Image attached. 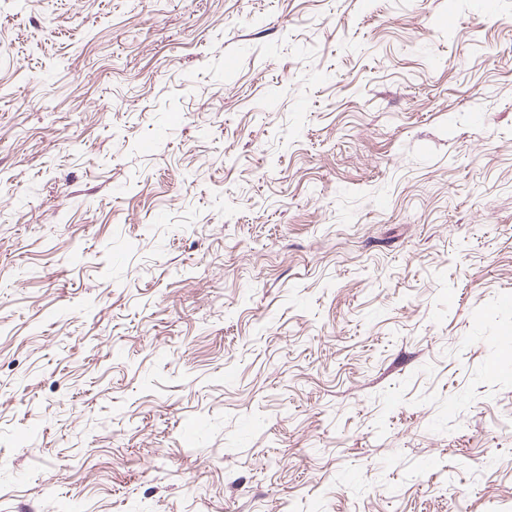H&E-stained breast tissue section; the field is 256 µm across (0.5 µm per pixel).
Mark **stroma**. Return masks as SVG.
I'll return each mask as SVG.
<instances>
[{
	"label": "stroma",
	"instance_id": "35a3bbf8",
	"mask_svg": "<svg viewBox=\"0 0 512 512\" xmlns=\"http://www.w3.org/2000/svg\"><path fill=\"white\" fill-rule=\"evenodd\" d=\"M512 512V0H0V512Z\"/></svg>",
	"mask_w": 512,
	"mask_h": 512
}]
</instances>
